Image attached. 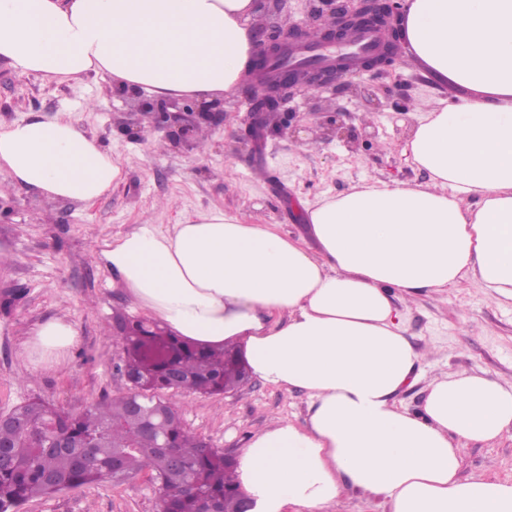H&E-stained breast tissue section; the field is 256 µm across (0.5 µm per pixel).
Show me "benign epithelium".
Here are the masks:
<instances>
[{
  "instance_id": "obj_1",
  "label": "benign epithelium",
  "mask_w": 512,
  "mask_h": 512,
  "mask_svg": "<svg viewBox=\"0 0 512 512\" xmlns=\"http://www.w3.org/2000/svg\"><path fill=\"white\" fill-rule=\"evenodd\" d=\"M287 0H254L256 15L251 22L259 49L255 67L245 83L242 94L247 106L244 138H249L260 121L272 123L282 118L283 108L297 96L310 100L324 92L342 94L350 79L364 72H374L390 65L400 47L397 39L405 0H307L310 20L288 28L270 29V19L281 11ZM373 27L382 33V41L370 55L353 62L346 56L331 64L310 67L288 74H273L267 62L300 49L318 34V42L328 47L341 46L348 35L358 29ZM118 95L130 107V113H146L155 117V124L178 144L195 145L201 126L224 124V99L209 105H192L186 101L155 100L136 87H124ZM326 135L337 138L355 137L354 129L345 125L341 113L334 112L325 122ZM125 397L131 413L145 416L141 403L142 391L128 374Z\"/></svg>"
}]
</instances>
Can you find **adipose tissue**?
Segmentation results:
<instances>
[{"label":"adipose tissue","instance_id":"1","mask_svg":"<svg viewBox=\"0 0 512 512\" xmlns=\"http://www.w3.org/2000/svg\"><path fill=\"white\" fill-rule=\"evenodd\" d=\"M252 0H0V60L57 84L90 70L161 99L234 92L253 68ZM403 39L440 83L404 152L424 184L378 182L307 204L312 242L218 208L142 224L104 252L133 308L251 375L307 397L236 466L253 512H327L353 489L389 512H512V480L465 478L470 443L512 438V382L458 371L396 402L424 355L401 303L473 278L512 300V0H406ZM0 173L43 199L90 203L120 162L70 119L0 124ZM63 319L27 343L62 364Z\"/></svg>","mask_w":512,"mask_h":512}]
</instances>
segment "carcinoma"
<instances>
[{"instance_id":"cac0c4a2","label":"carcinoma","mask_w":512,"mask_h":512,"mask_svg":"<svg viewBox=\"0 0 512 512\" xmlns=\"http://www.w3.org/2000/svg\"><path fill=\"white\" fill-rule=\"evenodd\" d=\"M124 353V370L136 376L144 390L142 401L160 408L157 435L145 432L128 409L125 397L103 399L82 413L57 407L41 399L20 405L22 424L0 428V512H14L21 504L59 492V488L119 484L150 468L167 489L166 512H225L237 494L235 470L219 450L205 451L199 439L185 431L174 403L159 394L164 389L157 366L149 354L172 353L181 373L179 391L222 395L242 385L244 369L230 347L204 349L182 342L154 322L136 324V335L117 338ZM62 435L71 448H54ZM169 438L186 465V476L169 469L157 448V436ZM120 458L121 475L112 473V458Z\"/></svg>"}]
</instances>
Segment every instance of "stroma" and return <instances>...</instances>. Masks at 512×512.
<instances>
[{"label":"stroma","instance_id":"obj_1","mask_svg":"<svg viewBox=\"0 0 512 512\" xmlns=\"http://www.w3.org/2000/svg\"><path fill=\"white\" fill-rule=\"evenodd\" d=\"M361 82L379 97L369 112L346 93L316 104L295 98L288 105L298 136L263 128L255 143L238 135L242 95L225 98L223 125L207 128L193 149L175 147L151 116L131 118L105 73L88 72L55 84L22 75L0 61V122L38 113L65 116L97 138L120 161L123 178L95 202L39 200L24 188L0 196V412L40 397L79 412L125 391L117 366L122 352L112 333L116 316H133L124 289L113 287L103 252L113 236L141 224H173L183 215L219 207L254 224H274L292 237L310 238L306 203L336 197L378 181L424 183L401 148L424 101L436 87L421 65L402 53L393 64ZM349 112L360 131L357 143L322 135L325 113ZM66 318L79 334L68 359L53 369L34 367L25 344L44 322ZM405 330L418 348L436 343L415 384L401 391L402 405L418 408L429 382L464 368L512 381V302L489 301L477 280L418 295L405 315ZM186 429L221 451L240 456L248 441L277 417L303 421L306 396L252 377L220 396L173 394ZM463 477L512 479V440L466 450ZM145 475L120 485L68 489L31 500L19 512H158Z\"/></svg>","mask_w":512,"mask_h":512}]
</instances>
